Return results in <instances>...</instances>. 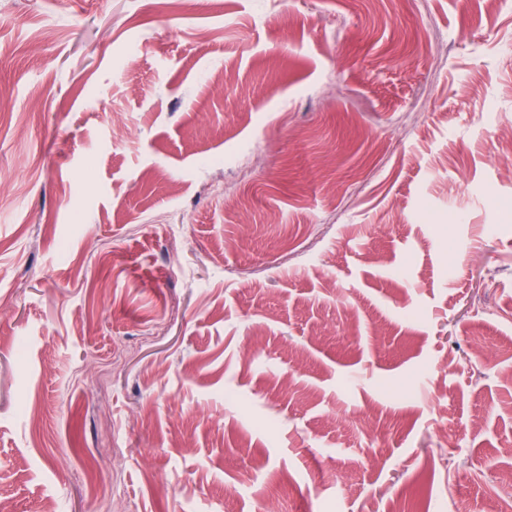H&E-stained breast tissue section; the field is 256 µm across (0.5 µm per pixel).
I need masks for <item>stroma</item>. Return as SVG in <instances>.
<instances>
[{
  "mask_svg": "<svg viewBox=\"0 0 512 512\" xmlns=\"http://www.w3.org/2000/svg\"><path fill=\"white\" fill-rule=\"evenodd\" d=\"M512 0H0V507L512 512Z\"/></svg>",
  "mask_w": 512,
  "mask_h": 512,
  "instance_id": "stroma-1",
  "label": "stroma"
}]
</instances>
